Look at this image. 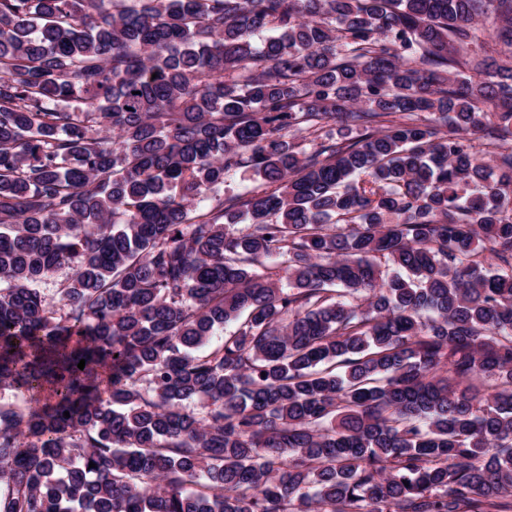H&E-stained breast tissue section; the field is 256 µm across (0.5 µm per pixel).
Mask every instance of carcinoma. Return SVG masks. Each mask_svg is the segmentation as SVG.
<instances>
[{
  "mask_svg": "<svg viewBox=\"0 0 512 512\" xmlns=\"http://www.w3.org/2000/svg\"><path fill=\"white\" fill-rule=\"evenodd\" d=\"M6 391L0 512H512V0H0Z\"/></svg>",
  "mask_w": 512,
  "mask_h": 512,
  "instance_id": "carcinoma-1",
  "label": "carcinoma"
}]
</instances>
